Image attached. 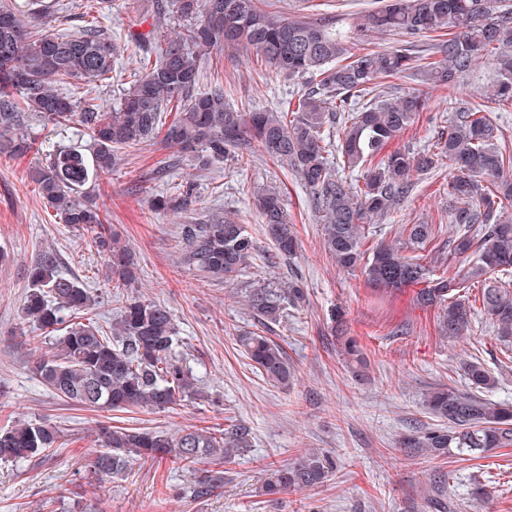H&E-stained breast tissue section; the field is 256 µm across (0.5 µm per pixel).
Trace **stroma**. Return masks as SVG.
<instances>
[{"label": "stroma", "instance_id": "1", "mask_svg": "<svg viewBox=\"0 0 512 512\" xmlns=\"http://www.w3.org/2000/svg\"><path fill=\"white\" fill-rule=\"evenodd\" d=\"M380 6L381 0L263 2L264 9L287 17L331 13L352 36L364 16ZM152 11V0H112L102 26L123 38L146 31ZM140 57L137 47L123 50L111 80L90 88V96L118 102ZM496 78L497 62L489 58L452 91L413 77L384 82V94L418 92L428 102L414 123L385 145V153L435 148L463 106L488 113L502 131L503 144L512 149V102L494 96ZM216 85L223 86L231 106L251 112L284 107L307 90L308 80L275 72L255 53L220 47L203 65V88ZM38 137L42 152L0 157V252L5 255L0 262V428L22 420L46 421L59 427L63 444L32 461L0 463V512H512V447L465 460L402 445L408 436L442 427L424 398L441 385L469 390L464 361L482 363L498 381L492 399L512 403V349L498 340L478 300L479 286L464 293L473 319L470 333L459 341L440 335L438 310L419 303L418 285L374 294L361 272L336 265L324 249L309 194L286 166L274 163L254 142L207 170L197 168L192 153H184L163 180L155 172L169 149L144 144L126 152L111 174L102 176L94 200L142 268L135 288L113 287L103 258L86 249L79 232L57 223L30 179L32 168L45 160V148L66 141L67 133L49 127ZM450 179L444 160L417 175L413 194L369 225L366 247L382 242L405 247L407 224H437L450 231ZM185 182L195 187L187 206L174 189ZM253 184L279 189L299 241L295 257H277L264 238L247 192ZM159 194L167 196L168 210L151 209ZM216 211L235 213L258 245L250 267L226 283L201 278L179 262L180 225L205 223ZM48 248L57 253L62 274L87 283V315L102 326H111L133 295L170 308L180 351L198 381V397L166 411L102 412L72 406L49 392L32 369L39 329L21 315L29 289L26 271ZM285 280L298 282L305 298L289 307L270 333L295 367L292 385L283 388L252 366L239 338L260 329L242 302L244 290ZM335 310L366 354L367 378L355 377L344 365L331 332ZM56 339L49 334L39 345L51 350ZM102 424L171 434L191 427L229 431L243 426L252 445L225 464L222 488L198 498L190 491L194 475L171 457L133 462L119 476L94 474L89 462ZM305 452L332 459L329 481L300 492L260 495L269 468ZM479 487L486 496L476 495Z\"/></svg>", "mask_w": 512, "mask_h": 512}]
</instances>
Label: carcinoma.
Returning a JSON list of instances; mask_svg holds the SVG:
<instances>
[{
    "instance_id": "carcinoma-1",
    "label": "carcinoma",
    "mask_w": 512,
    "mask_h": 512,
    "mask_svg": "<svg viewBox=\"0 0 512 512\" xmlns=\"http://www.w3.org/2000/svg\"><path fill=\"white\" fill-rule=\"evenodd\" d=\"M42 8L25 10L17 2L0 5V154L15 158L34 150L37 127L74 125L72 142L58 145L35 167L45 207L59 223L87 232L86 245L107 258L115 287L138 282L128 249L106 227L91 195L100 174L112 171L129 148L150 143L165 129L173 150L159 171L179 163L184 151L196 153L207 169L258 141L274 161L287 166L309 192L322 224L323 246L344 270L363 266L375 291L409 283H428L419 300L441 309L439 328L449 339L463 337L470 307L453 294L465 282L483 283L482 305L498 327L501 341L512 343V290L487 277L512 273V151L500 144V130L475 108L456 113L436 151H395L377 159L384 145L424 111L427 100L416 93L388 99L380 83L412 74L435 86L452 87L480 60L498 61L496 96L512 98V10L501 0H387L365 16L364 37L398 33L416 37L437 33L441 40L426 55L408 49L367 48L353 53L332 16L285 18L261 8V0H156L151 29L136 37L146 51L118 106L67 90L110 79L120 46L93 23L74 34L50 30L59 0H38ZM184 21L173 31L165 20ZM219 45L252 50L278 73L316 79L297 101L295 117L283 110L243 113L230 107L224 88H201V61ZM365 95V103L353 99ZM178 118L163 127L169 107ZM340 125L336 141L324 130ZM448 158V193L456 200L452 235L437 244L435 258L458 265L455 277L432 278L422 256H407L392 245L363 249L365 226L395 208L414 188L413 173L435 168ZM359 168L357 179L338 173L334 159ZM252 198L265 238L284 258L295 252L296 238L279 193L259 186ZM407 243L419 251L433 241L435 225L407 224ZM181 264L210 280L228 279L249 265L257 242L233 216H214L206 224L180 227ZM29 290L23 317L40 329L63 332L57 351L40 355L36 371L42 383L67 403L102 411L134 408L169 410L198 395L192 371L178 357L174 316L164 304L140 296L126 299L112 330L84 317L90 296L83 282L58 270L57 255L44 250L28 270ZM304 297L300 286H260L245 292L246 308L262 327L279 323L288 305ZM243 351L262 376L286 387L294 368L281 344L253 332L240 339ZM347 366L360 371L366 359L359 344H342ZM464 375L476 389L494 379L478 362H467ZM431 414L448 422L403 442L434 456L453 452L479 458L512 447V410L474 392L437 387L425 399ZM245 427L224 433L209 428L177 435L150 428L105 426L91 463L102 476L118 475L135 460L172 456L194 474L197 465L212 467L195 480L198 497L224 485V463L250 447ZM60 430L44 421L0 428V460L27 461L57 447ZM330 462L304 453L270 470L264 496L301 491L324 483Z\"/></svg>"
}]
</instances>
